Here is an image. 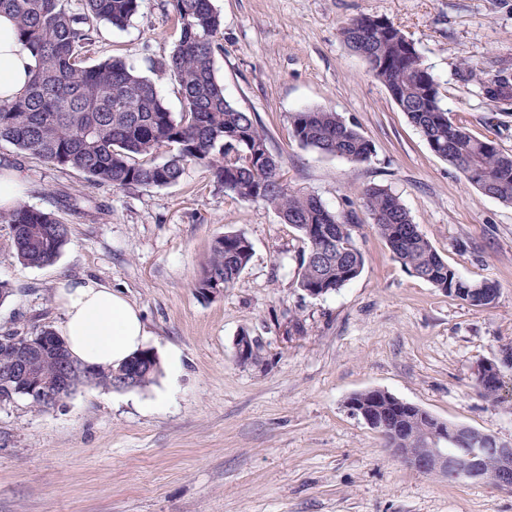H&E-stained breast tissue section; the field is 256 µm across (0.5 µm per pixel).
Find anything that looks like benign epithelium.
Listing matches in <instances>:
<instances>
[{"label":"benign epithelium","instance_id":"obj_1","mask_svg":"<svg viewBox=\"0 0 512 512\" xmlns=\"http://www.w3.org/2000/svg\"><path fill=\"white\" fill-rule=\"evenodd\" d=\"M483 96H494L504 102L512 100V76L501 75L487 87ZM60 336L45 329L35 336L17 333L11 328L0 332V343L14 349L11 367L0 374V406L14 401L17 395L30 396L49 404L60 405L66 400L76 381L91 387L96 374L65 361L59 362V373L51 378L43 374L42 367L52 347L59 344ZM154 355H139L112 374L117 389L132 387L140 375L152 368ZM509 350H504L498 362L482 361L474 373V386L483 387L501 378L502 367L511 362ZM391 401L387 391L371 390L368 401L348 400L349 413L385 438L391 455L424 475H442L450 480H488L501 490L512 493V444L499 441L494 435L471 427L450 425L417 405H411L422 421L421 433L409 445L398 438V429L376 417V410ZM492 466L486 467V461Z\"/></svg>","mask_w":512,"mask_h":512}]
</instances>
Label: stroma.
<instances>
[{"label": "stroma", "instance_id": "1", "mask_svg": "<svg viewBox=\"0 0 512 512\" xmlns=\"http://www.w3.org/2000/svg\"><path fill=\"white\" fill-rule=\"evenodd\" d=\"M223 18L215 72L254 113L289 188L355 210L365 264L339 291L310 297L296 283L306 248L272 208L225 193L206 168L162 188L93 185L84 174L0 143V169L19 170L23 203L69 229L55 263L30 267L0 224V328L56 329L57 281L91 278L137 307L160 359L143 389L85 388L39 412L0 408V512H512L489 481L423 475L395 460L351 417L347 399L378 388L445 422L512 442V369L505 402L473 387L478 362L512 347V206L465 184L339 36L342 22L389 19L435 76L442 105L475 136L512 153V102L489 105L462 62L512 66V0H213ZM180 29L171 0H142L127 28H101L90 60L111 56L153 79L173 113V78L152 71ZM325 107L372 142L352 163L302 147L290 116ZM383 185L463 279L494 283V307L471 306L392 259L359 190ZM244 233L253 257L217 297L195 286L213 240ZM304 325L290 332L287 314ZM260 340L243 364L241 333Z\"/></svg>", "mask_w": 512, "mask_h": 512}]
</instances>
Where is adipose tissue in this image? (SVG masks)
<instances>
[{"instance_id": "obj_1", "label": "adipose tissue", "mask_w": 512, "mask_h": 512, "mask_svg": "<svg viewBox=\"0 0 512 512\" xmlns=\"http://www.w3.org/2000/svg\"><path fill=\"white\" fill-rule=\"evenodd\" d=\"M33 65L14 19L0 14V100L23 91ZM57 300L64 317L58 334L79 363L116 366L144 347L147 330L139 310L111 287L92 279H65L58 284Z\"/></svg>"}]
</instances>
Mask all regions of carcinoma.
Returning a JSON list of instances; mask_svg holds the SVG:
<instances>
[{
  "label": "carcinoma",
  "instance_id": "obj_1",
  "mask_svg": "<svg viewBox=\"0 0 512 512\" xmlns=\"http://www.w3.org/2000/svg\"><path fill=\"white\" fill-rule=\"evenodd\" d=\"M0 0V13L16 20L19 37L35 65L24 92L0 102V142L47 163L83 173L92 184L151 188L177 183L191 164L206 168L224 191L245 202H261L301 236L297 286L307 295L336 292L362 272L365 258L353 234V212L329 209L316 195L283 184L277 157L256 118L230 101L214 70L221 18L212 0H171L180 37L168 59L152 69L177 81L182 111L166 107L157 84L120 58L86 63L87 47L107 25L121 29L140 0ZM353 18L340 27L345 45L363 57L369 72L421 132L430 149L482 194L512 205V155L496 142L455 123L441 104L438 83L413 41L393 22L369 37ZM460 77L482 91L511 67L479 70L461 64ZM293 137L305 148L353 163L370 159L373 145L359 128L324 108L292 113ZM167 153L159 162L160 153ZM359 203L373 219L392 257L411 274L466 303L483 296L486 308L497 288L461 279L413 223L390 189H363ZM10 248L24 265L54 263L68 243L67 225L46 210L19 204L0 210ZM253 246L245 234L228 231L213 241L196 282L219 280L232 287L249 265ZM385 420L406 440L420 431L415 415L394 403Z\"/></svg>",
  "mask_w": 512,
  "mask_h": 512
}]
</instances>
